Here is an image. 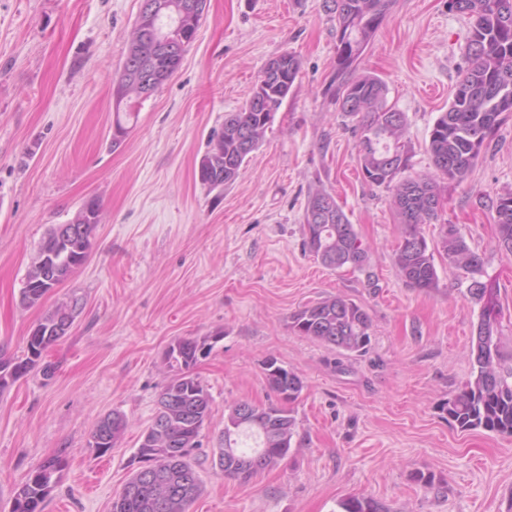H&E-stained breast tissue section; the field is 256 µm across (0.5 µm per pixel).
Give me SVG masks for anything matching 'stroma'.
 Returning <instances> with one entry per match:
<instances>
[{
	"label": "stroma",
	"mask_w": 512,
	"mask_h": 512,
	"mask_svg": "<svg viewBox=\"0 0 512 512\" xmlns=\"http://www.w3.org/2000/svg\"><path fill=\"white\" fill-rule=\"evenodd\" d=\"M141 0H0V352L22 356L43 314L76 296L68 336L0 394V512L44 460L63 462L41 512H111L152 422L169 344L213 337L196 374L213 398L194 453L203 492L190 512H337L371 497L387 512H512V437L464 431L444 406L472 377L471 336L483 309L469 277L443 255L436 288L409 287L395 254L404 234L392 193L367 183L355 118L326 93L336 71L335 23L324 0H207L174 74L141 100L128 135L112 141V80ZM470 19L448 0H394L360 72L378 77L406 119L410 174L435 176L429 135L466 66ZM290 52L295 84L238 178L211 189L198 177L210 138L251 96L266 63ZM437 244L456 225L483 258L498 333L512 363V253L492 202L512 192V116L467 179L440 181ZM331 192L354 225L365 271L323 266L304 246L312 189ZM102 221L89 256L41 304L20 291L49 227L87 199ZM371 319L365 352L340 356L299 335L292 313L327 296ZM303 382L290 408L298 452L248 484L212 464L229 406L276 396L263 363ZM124 414L105 456L89 447L98 421ZM433 475L430 487L416 473Z\"/></svg>",
	"instance_id": "obj_1"
}]
</instances>
